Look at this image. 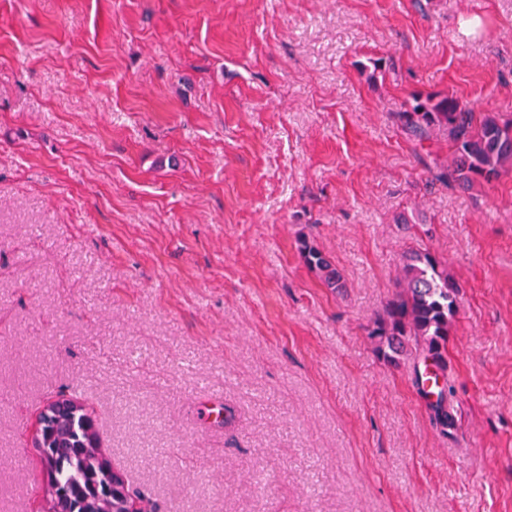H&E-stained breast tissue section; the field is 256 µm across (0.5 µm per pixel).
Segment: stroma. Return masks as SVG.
<instances>
[{
    "mask_svg": "<svg viewBox=\"0 0 512 512\" xmlns=\"http://www.w3.org/2000/svg\"><path fill=\"white\" fill-rule=\"evenodd\" d=\"M418 94L511 118L512 0H0V512L61 397L160 512H512V171L435 180ZM411 247L445 431L367 336ZM299 250L305 264L321 277L328 288L339 291L346 287L336 266L306 237L299 239Z\"/></svg>",
    "mask_w": 512,
    "mask_h": 512,
    "instance_id": "obj_1",
    "label": "stroma"
}]
</instances>
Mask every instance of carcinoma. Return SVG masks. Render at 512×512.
<instances>
[{
  "label": "carcinoma",
  "mask_w": 512,
  "mask_h": 512,
  "mask_svg": "<svg viewBox=\"0 0 512 512\" xmlns=\"http://www.w3.org/2000/svg\"><path fill=\"white\" fill-rule=\"evenodd\" d=\"M400 127L422 140L433 128L445 129L454 152L435 179L470 188L512 167V118L495 112L476 115L452 95L439 99H414L403 112L394 113ZM300 254L324 284L339 291L343 276L307 238L299 239ZM458 309V284L448 264L424 249L411 248L402 256L397 292L373 320L369 336L385 361L396 363L416 349L441 372L448 368V336ZM437 425L454 426L451 405L439 398L432 405ZM39 460L46 475L49 498L40 512H127L135 502L137 512H158V505L143 492L131 488L102 459L95 432L94 413L82 404L72 410L40 418Z\"/></svg>",
  "instance_id": "cac0c4a2"
}]
</instances>
